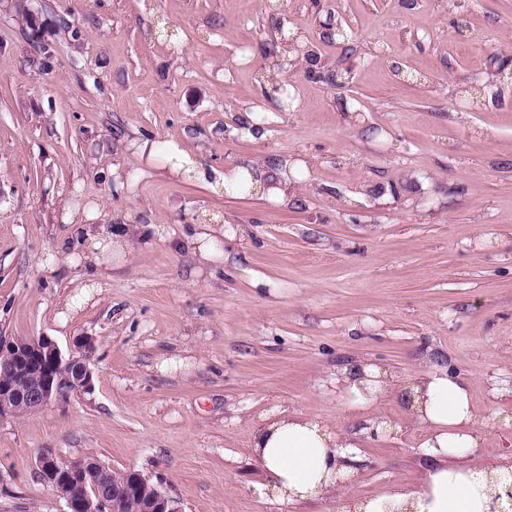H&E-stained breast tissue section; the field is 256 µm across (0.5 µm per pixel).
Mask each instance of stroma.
Wrapping results in <instances>:
<instances>
[{
  "label": "stroma",
  "mask_w": 512,
  "mask_h": 512,
  "mask_svg": "<svg viewBox=\"0 0 512 512\" xmlns=\"http://www.w3.org/2000/svg\"><path fill=\"white\" fill-rule=\"evenodd\" d=\"M511 57L512 0H0V336L94 344L90 389L0 419V512H66L46 450L138 470L184 512L417 488L426 432L398 393L347 405L358 362L448 367L474 395L468 466L511 467ZM143 140L287 178L288 200L214 192ZM208 220L223 257L203 263ZM151 223L174 243L130 247L83 293L88 229ZM283 411L358 438L319 499L260 492L252 436ZM217 224H202V232L196 234L194 239L197 244V250L202 261H211L219 257V252L215 249V243L224 236V226L216 227Z\"/></svg>",
  "instance_id": "obj_1"
}]
</instances>
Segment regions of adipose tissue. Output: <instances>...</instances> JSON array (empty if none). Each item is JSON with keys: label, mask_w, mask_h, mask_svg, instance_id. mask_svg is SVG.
<instances>
[{"label": "adipose tissue", "mask_w": 512, "mask_h": 512, "mask_svg": "<svg viewBox=\"0 0 512 512\" xmlns=\"http://www.w3.org/2000/svg\"><path fill=\"white\" fill-rule=\"evenodd\" d=\"M165 233L160 224H102L86 236V258L102 267L125 253L131 241L148 247ZM340 382L351 405L359 407L372 404L391 388H401L410 419L427 430L421 487L398 488L365 500L358 504V512H491L489 486L496 471L463 463L480 442L466 381L436 367L402 384L388 368L365 363L343 372ZM353 446L345 431L303 414L268 417L251 440L252 455L269 476L265 488L280 502L310 500L336 487L347 475L344 460Z\"/></svg>", "instance_id": "adipose-tissue-1"}]
</instances>
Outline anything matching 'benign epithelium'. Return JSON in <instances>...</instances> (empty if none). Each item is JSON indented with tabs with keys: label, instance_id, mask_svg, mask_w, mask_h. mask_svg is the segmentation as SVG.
<instances>
[{
	"label": "benign epithelium",
	"instance_id": "1",
	"mask_svg": "<svg viewBox=\"0 0 512 512\" xmlns=\"http://www.w3.org/2000/svg\"><path fill=\"white\" fill-rule=\"evenodd\" d=\"M76 348L77 354L65 357L47 336L25 340L0 337V419L16 416L23 407L43 409L71 391L88 389L93 341L82 337ZM36 468L43 481L64 499L67 512H96L87 510L91 489L98 494L101 512H122L125 506V496L119 493L103 497L106 477L91 460H62L47 450L38 456ZM130 473L135 477L141 512H183L180 500L162 483H153L133 469Z\"/></svg>",
	"mask_w": 512,
	"mask_h": 512
}]
</instances>
